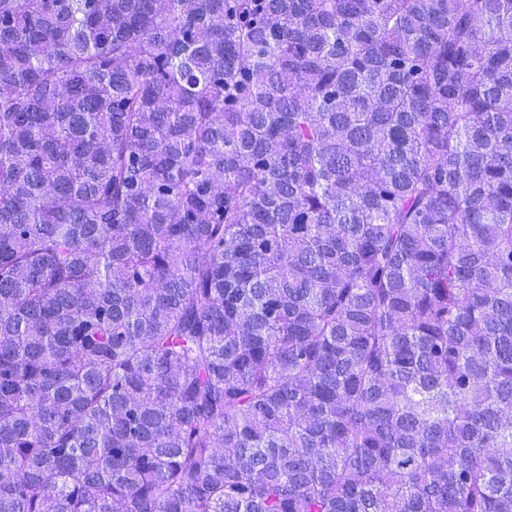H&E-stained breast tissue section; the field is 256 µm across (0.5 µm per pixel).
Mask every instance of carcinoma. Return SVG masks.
<instances>
[{
	"instance_id": "1",
	"label": "carcinoma",
	"mask_w": 512,
	"mask_h": 512,
	"mask_svg": "<svg viewBox=\"0 0 512 512\" xmlns=\"http://www.w3.org/2000/svg\"><path fill=\"white\" fill-rule=\"evenodd\" d=\"M0 512H512V0H0Z\"/></svg>"
}]
</instances>
